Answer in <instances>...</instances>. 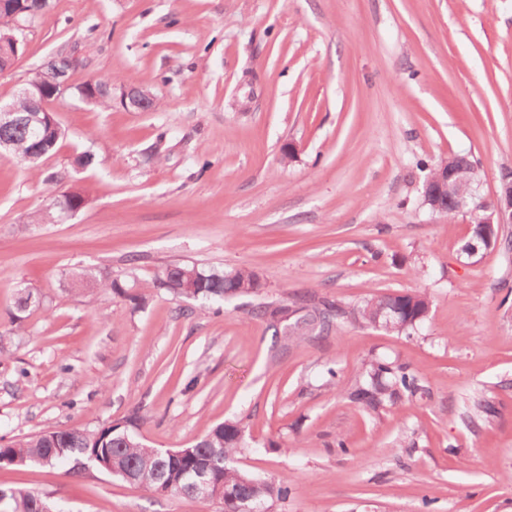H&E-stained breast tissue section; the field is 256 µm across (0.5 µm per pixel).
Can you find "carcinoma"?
<instances>
[{
	"label": "carcinoma",
	"instance_id": "1",
	"mask_svg": "<svg viewBox=\"0 0 512 512\" xmlns=\"http://www.w3.org/2000/svg\"><path fill=\"white\" fill-rule=\"evenodd\" d=\"M48 7L49 0H22L19 17H14L9 10L0 11V34L13 33L18 19L26 22L42 17ZM35 80L47 90L60 81L53 61L43 65ZM63 138L64 131L60 126L52 128L47 125L43 132V147L51 154ZM0 148L25 161L34 148V132L24 125H1ZM82 200L83 197L66 192L55 195L33 217L32 223L52 224L57 221L63 209L74 210ZM465 214L469 216L471 229L475 230L484 226L488 212L477 199L466 208ZM72 280L83 290L110 289L114 293L125 294L135 309L142 307L147 300L146 294L128 295L117 280L101 277L90 269L72 275ZM189 285L196 289L194 300L203 304L255 294L263 288L259 274L253 269L205 270L194 264L170 266L153 283V287L164 288L178 296L183 295V289ZM35 303L33 292L27 288L21 289L15 301L14 316L25 313ZM429 305L427 295L421 292L373 296L363 304L352 307L331 297L319 299L312 295L306 296L300 303L303 314L289 335L311 336L317 331L328 329L335 321L340 323L349 319L366 321L372 325L379 323L387 331L408 333L424 321ZM392 307L399 308L401 315L388 327L384 325V313ZM420 392V379L408 367L371 362L365 365L360 380L348 393V398L359 406L376 409L384 404L395 405L409 400ZM241 449L240 422L225 420L212 425L185 451L166 455L141 438L138 419L134 416L126 419L122 427L102 425L94 430L56 428L0 444V467L13 461L14 457L23 455L35 465L50 466L66 460L71 464L70 472L78 474L83 471L79 463L94 455L106 464L110 476L122 480L126 475H134L140 486L152 494L162 486L169 496H187L191 475L198 469H206L224 486L226 493L242 501L260 502L271 508L274 503L287 500L291 494L288 481L274 483L262 480L233 465L234 457ZM5 512H57V507L47 497L33 491L12 489Z\"/></svg>",
	"mask_w": 512,
	"mask_h": 512
}]
</instances>
